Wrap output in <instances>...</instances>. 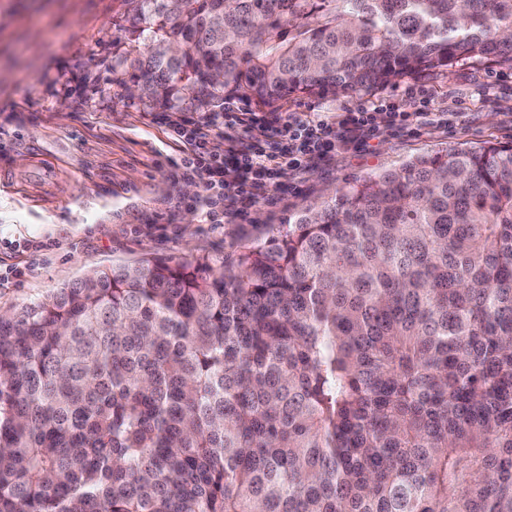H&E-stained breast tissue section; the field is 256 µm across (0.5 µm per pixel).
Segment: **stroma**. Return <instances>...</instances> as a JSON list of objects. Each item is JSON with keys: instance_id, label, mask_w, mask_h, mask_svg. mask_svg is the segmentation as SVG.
I'll list each match as a JSON object with an SVG mask.
<instances>
[{"instance_id": "stroma-1", "label": "stroma", "mask_w": 512, "mask_h": 512, "mask_svg": "<svg viewBox=\"0 0 512 512\" xmlns=\"http://www.w3.org/2000/svg\"><path fill=\"white\" fill-rule=\"evenodd\" d=\"M115 0H0V266L26 268L0 285V309L46 295L95 268L152 256L229 258L265 240L289 216L356 179L399 169L410 158L486 140L512 141V69L467 63L405 77L357 94L291 95L284 111L337 113L421 95L447 127L373 140L371 152L343 153L305 174L276 175L271 199L245 220L205 223L168 161L179 153L162 111L128 101L113 81L112 44L126 39ZM52 243L32 264L27 244Z\"/></svg>"}]
</instances>
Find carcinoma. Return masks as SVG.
I'll use <instances>...</instances> for the list:
<instances>
[{
    "label": "carcinoma",
    "instance_id": "cac0c4a2",
    "mask_svg": "<svg viewBox=\"0 0 512 512\" xmlns=\"http://www.w3.org/2000/svg\"><path fill=\"white\" fill-rule=\"evenodd\" d=\"M117 15L114 80L164 111L512 66V0ZM0 512H512V142L349 182L227 263L146 258L0 310Z\"/></svg>",
    "mask_w": 512,
    "mask_h": 512
}]
</instances>
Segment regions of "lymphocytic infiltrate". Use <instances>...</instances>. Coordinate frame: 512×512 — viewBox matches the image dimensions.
<instances>
[{
  "label": "lymphocytic infiltrate",
  "instance_id": "f902f5d3",
  "mask_svg": "<svg viewBox=\"0 0 512 512\" xmlns=\"http://www.w3.org/2000/svg\"><path fill=\"white\" fill-rule=\"evenodd\" d=\"M384 118L361 106L340 113L334 121L318 120L308 112H255L227 100L221 111L203 118L171 112L165 118L170 138L181 153L173 161L176 174L198 181L203 192L195 209L206 223L221 224L242 217L259 200L269 198L275 174L284 167L302 172L332 151L358 152L369 147L381 131H400L429 124L424 104L414 111L385 103ZM268 127L265 140H246L254 124ZM224 148H217L216 140Z\"/></svg>",
  "mask_w": 512,
  "mask_h": 512
}]
</instances>
